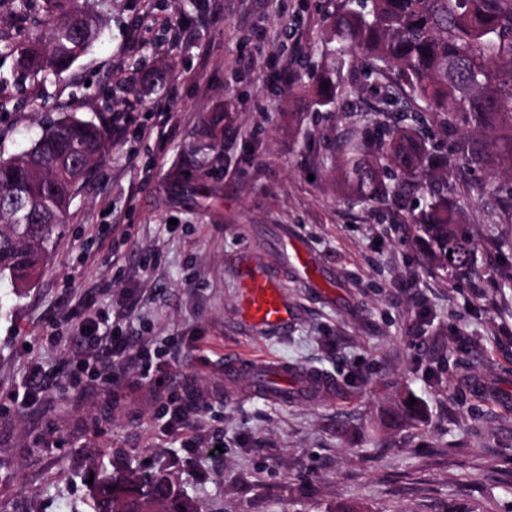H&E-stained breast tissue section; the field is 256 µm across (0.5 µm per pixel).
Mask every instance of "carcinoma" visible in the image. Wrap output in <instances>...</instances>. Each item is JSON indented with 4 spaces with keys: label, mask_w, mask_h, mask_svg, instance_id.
Instances as JSON below:
<instances>
[{
    "label": "carcinoma",
    "mask_w": 512,
    "mask_h": 512,
    "mask_svg": "<svg viewBox=\"0 0 512 512\" xmlns=\"http://www.w3.org/2000/svg\"><path fill=\"white\" fill-rule=\"evenodd\" d=\"M40 7L45 41L0 37V55L16 57L21 79L69 70L99 38V17L78 0H40ZM330 29L336 45L325 48L330 62L312 72L314 105H336L349 55L364 58L366 80L384 82L374 107L384 117L380 131L340 141L336 176L364 203L389 187L426 197L406 216L414 242L435 269L471 273L476 243L458 223L461 204L448 188V169L512 175V0H341ZM459 130L451 154L443 153ZM110 134L105 120L66 115L30 148L0 157V282L24 285L40 272L76 186ZM90 491L94 512H201L161 469L99 473Z\"/></svg>",
    "instance_id": "carcinoma-1"
}]
</instances>
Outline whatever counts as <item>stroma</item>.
Instances as JSON below:
<instances>
[{
  "label": "stroma",
  "mask_w": 512,
  "mask_h": 512,
  "mask_svg": "<svg viewBox=\"0 0 512 512\" xmlns=\"http://www.w3.org/2000/svg\"><path fill=\"white\" fill-rule=\"evenodd\" d=\"M338 0H88L103 20L92 49L44 82L14 79L0 155L50 121L124 113L77 189L38 276L0 285V512H92L88 478L140 460L178 478L204 512H512V212L478 183L512 176L454 169L473 274L433 269L402 218L413 198H347L332 152L366 130L379 90L337 107L302 87L323 63ZM152 136H138L141 125ZM326 270L310 288L289 269L287 333L247 326L238 265L287 266V244ZM151 268H144V261ZM150 342L171 388L192 382L196 429L166 428L149 377L8 399L32 362L64 377L81 350L68 315L87 296ZM57 332L54 347L43 336ZM181 338L168 354L170 338ZM283 359L332 374L331 402L241 398L224 356ZM415 405V419L400 417ZM224 444L214 459L191 441Z\"/></svg>",
  "instance_id": "obj_1"
}]
</instances>
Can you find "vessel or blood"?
I'll use <instances>...</instances> for the list:
<instances>
[{"label": "vessel or blood", "mask_w": 512, "mask_h": 512, "mask_svg": "<svg viewBox=\"0 0 512 512\" xmlns=\"http://www.w3.org/2000/svg\"><path fill=\"white\" fill-rule=\"evenodd\" d=\"M238 286L242 317L255 330L284 331L294 321L296 312L284 294V278L278 271L241 261ZM224 376L245 379L247 396L282 404L301 394L331 400L339 389L332 375L314 367L285 361L241 359L234 355L224 360Z\"/></svg>", "instance_id": "vessel-or-blood-1"}]
</instances>
